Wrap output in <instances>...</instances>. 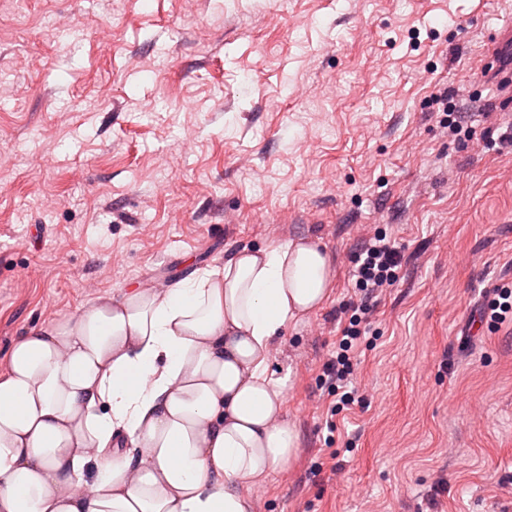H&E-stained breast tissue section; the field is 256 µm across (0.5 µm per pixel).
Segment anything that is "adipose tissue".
Wrapping results in <instances>:
<instances>
[{
    "mask_svg": "<svg viewBox=\"0 0 512 512\" xmlns=\"http://www.w3.org/2000/svg\"><path fill=\"white\" fill-rule=\"evenodd\" d=\"M325 249H242L100 297L15 340L0 374V512H255L294 457L288 323L330 293Z\"/></svg>",
    "mask_w": 512,
    "mask_h": 512,
    "instance_id": "obj_1",
    "label": "adipose tissue"
}]
</instances>
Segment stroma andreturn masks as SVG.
<instances>
[{
    "instance_id": "obj_1",
    "label": "stroma",
    "mask_w": 512,
    "mask_h": 512,
    "mask_svg": "<svg viewBox=\"0 0 512 512\" xmlns=\"http://www.w3.org/2000/svg\"><path fill=\"white\" fill-rule=\"evenodd\" d=\"M512 0H0V371L28 330L288 239L325 304L289 324L299 448L256 512H512ZM478 98L460 134L431 99ZM402 248L346 407L322 379L362 237ZM492 295L484 314L490 318V322L497 325H502L508 319L512 323V286H497L492 289Z\"/></svg>"
}]
</instances>
